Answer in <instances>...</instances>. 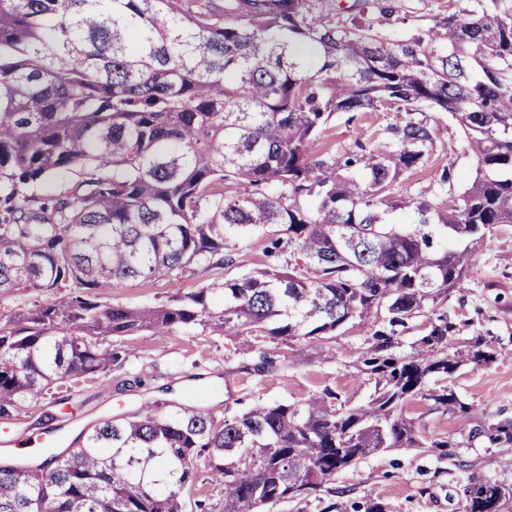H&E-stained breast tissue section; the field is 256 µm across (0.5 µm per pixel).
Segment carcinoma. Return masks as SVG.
Segmentation results:
<instances>
[{
	"instance_id": "cac0c4a2",
	"label": "carcinoma",
	"mask_w": 512,
	"mask_h": 512,
	"mask_svg": "<svg viewBox=\"0 0 512 512\" xmlns=\"http://www.w3.org/2000/svg\"><path fill=\"white\" fill-rule=\"evenodd\" d=\"M399 3L355 0H0V293L58 296L0 317V416L59 382L105 376L107 337L199 325L286 343L370 330L360 356L376 395L335 408L257 404L220 425L198 406L147 402L80 432L63 456L0 465V512H186L199 479L224 512L308 496L365 457L447 448L405 415L416 396L468 406L442 381L455 326L432 312L421 349L393 352L425 303L465 287L473 248L512 226V0H448L394 40ZM446 112L476 175L446 198H396L429 153L418 112ZM402 112L397 149L340 159L311 145L336 113ZM76 171L61 198L30 194ZM233 188L215 197L218 187ZM410 211L411 224L390 216ZM269 238L264 267L165 303L105 302L128 278L178 280L233 265L236 242ZM220 297L211 305L208 295ZM462 512H499L512 489L471 477ZM207 462L206 453L198 458L197 467L203 476L184 494L188 512H224V487L208 480L202 481L207 477ZM198 503L202 505L199 507Z\"/></svg>"
}]
</instances>
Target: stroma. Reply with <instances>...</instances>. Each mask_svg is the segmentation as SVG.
<instances>
[{"label": "stroma", "mask_w": 512, "mask_h": 512, "mask_svg": "<svg viewBox=\"0 0 512 512\" xmlns=\"http://www.w3.org/2000/svg\"><path fill=\"white\" fill-rule=\"evenodd\" d=\"M422 118L432 134L430 156L423 167L400 176L392 188L398 197L437 188L444 161L450 157L455 160L456 188H463L475 173L472 157L460 149L463 132L456 120L445 112H426ZM401 119L397 112L333 115L311 150L339 157L355 153L363 129L375 132L374 147L394 150L397 142L388 128ZM267 244L263 234L255 233L237 243L231 268H199L174 284L129 279L100 288L98 294L127 306L164 302L259 266L265 261ZM436 309L446 312L457 326L448 348L457 368L447 385L471 411L446 413L421 398L410 400L406 411L421 421L427 437L449 441L448 452L423 448L373 454L337 474L327 490L277 502L267 512H322L332 502L362 505L371 499L386 504L387 512H461L468 477H487L512 488V445L494 444L487 438L496 426L512 422V226L484 239L465 289L450 290L436 307H424L409 321L400 337L401 353L410 352ZM368 337V328L347 326L326 344L300 338L287 347L245 331L218 336L199 327L164 338L147 332L105 338L104 346L120 353L107 376L64 380L13 417L0 419V460H43L45 450L38 439L57 435L62 450L101 417L128 415L154 400L183 404L188 394L198 390L207 391L203 405L218 422L258 402L297 403L327 390L345 406L364 404L375 395V382L360 363ZM478 346L496 351L497 359L473 362Z\"/></svg>", "instance_id": "obj_1"}]
</instances>
